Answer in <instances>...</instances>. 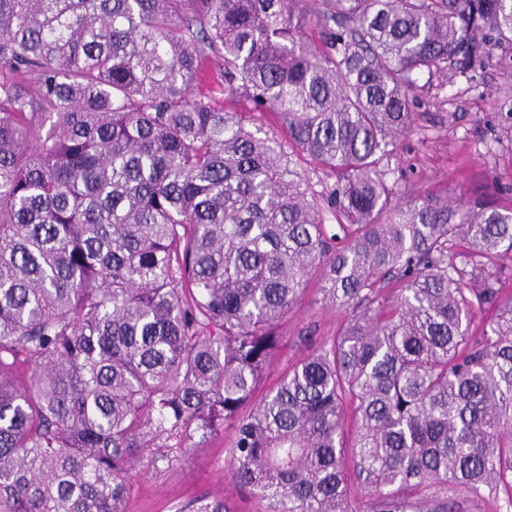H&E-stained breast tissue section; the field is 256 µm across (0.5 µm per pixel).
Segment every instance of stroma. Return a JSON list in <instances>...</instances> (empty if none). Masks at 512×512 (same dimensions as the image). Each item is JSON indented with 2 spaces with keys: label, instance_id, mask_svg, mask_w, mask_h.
<instances>
[{
  "label": "stroma",
  "instance_id": "obj_1",
  "mask_svg": "<svg viewBox=\"0 0 512 512\" xmlns=\"http://www.w3.org/2000/svg\"><path fill=\"white\" fill-rule=\"evenodd\" d=\"M423 100L411 132L391 161L390 180L402 198L431 195L441 199L475 198L488 191L490 174L512 186V143H495L501 102L512 96V54L497 52L492 63L472 67L468 77L449 75L419 88ZM310 281L302 300L280 330L278 359L270 376L305 351L306 336L335 332L343 313L324 306ZM232 430L200 440L179 461L151 465L142 458L127 494L126 512H180L196 498L226 499L232 512H266L267 502L236 487L228 470Z\"/></svg>",
  "mask_w": 512,
  "mask_h": 512
}]
</instances>
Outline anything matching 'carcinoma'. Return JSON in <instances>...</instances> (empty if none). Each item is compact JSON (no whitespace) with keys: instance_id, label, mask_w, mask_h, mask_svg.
<instances>
[{"instance_id":"1","label":"carcinoma","mask_w":512,"mask_h":512,"mask_svg":"<svg viewBox=\"0 0 512 512\" xmlns=\"http://www.w3.org/2000/svg\"><path fill=\"white\" fill-rule=\"evenodd\" d=\"M299 2L0 0V512H123L226 425L268 512L512 509V198L389 185L419 78L512 50V0ZM317 270L344 319L261 394Z\"/></svg>"}]
</instances>
